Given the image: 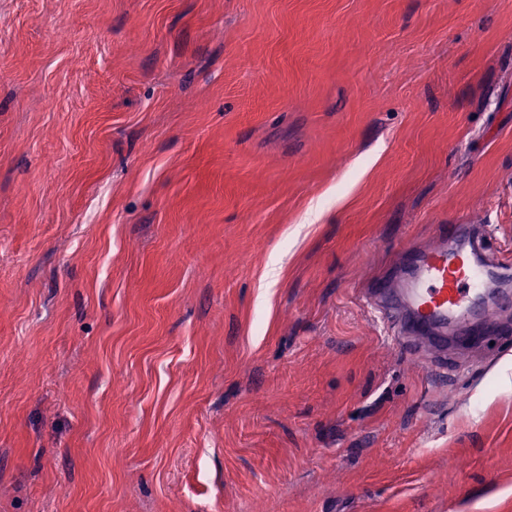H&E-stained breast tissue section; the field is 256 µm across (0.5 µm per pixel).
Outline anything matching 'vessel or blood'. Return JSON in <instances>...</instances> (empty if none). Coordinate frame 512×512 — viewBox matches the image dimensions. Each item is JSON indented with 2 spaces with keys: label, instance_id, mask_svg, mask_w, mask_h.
Returning a JSON list of instances; mask_svg holds the SVG:
<instances>
[{
  "label": "vessel or blood",
  "instance_id": "1",
  "mask_svg": "<svg viewBox=\"0 0 512 512\" xmlns=\"http://www.w3.org/2000/svg\"><path fill=\"white\" fill-rule=\"evenodd\" d=\"M406 253L399 282L380 281L371 290L380 313L390 317L394 341L423 335L442 361L453 345L446 337L450 325H462L467 343H477L499 304L495 279L512 262L496 259L487 236L474 234L469 224L449 225L435 244L412 245Z\"/></svg>",
  "mask_w": 512,
  "mask_h": 512
}]
</instances>
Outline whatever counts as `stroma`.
Listing matches in <instances>:
<instances>
[{"instance_id":"1","label":"stroma","mask_w":512,"mask_h":512,"mask_svg":"<svg viewBox=\"0 0 512 512\" xmlns=\"http://www.w3.org/2000/svg\"><path fill=\"white\" fill-rule=\"evenodd\" d=\"M448 224L512 0H0V512H512V352L362 293Z\"/></svg>"}]
</instances>
